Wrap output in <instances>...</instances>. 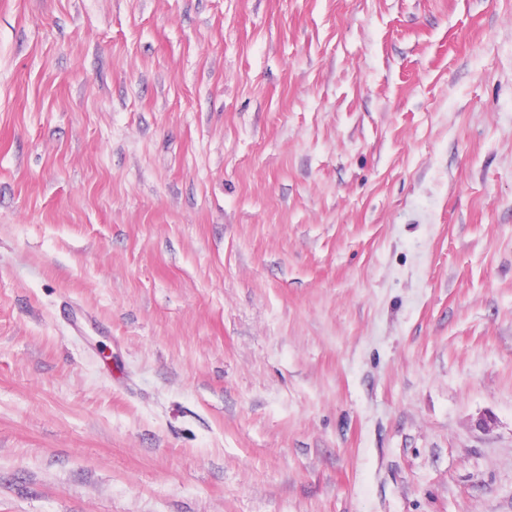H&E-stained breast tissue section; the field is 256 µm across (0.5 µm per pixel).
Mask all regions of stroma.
Returning <instances> with one entry per match:
<instances>
[{"label": "stroma", "mask_w": 512, "mask_h": 512, "mask_svg": "<svg viewBox=\"0 0 512 512\" xmlns=\"http://www.w3.org/2000/svg\"><path fill=\"white\" fill-rule=\"evenodd\" d=\"M0 512H512V0H0Z\"/></svg>", "instance_id": "35a3bbf8"}]
</instances>
